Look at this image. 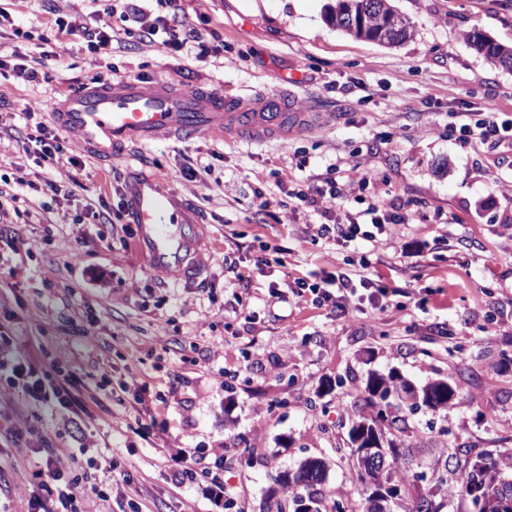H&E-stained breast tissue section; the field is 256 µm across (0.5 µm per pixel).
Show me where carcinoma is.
Here are the masks:
<instances>
[{"mask_svg":"<svg viewBox=\"0 0 512 512\" xmlns=\"http://www.w3.org/2000/svg\"><path fill=\"white\" fill-rule=\"evenodd\" d=\"M336 27L356 37L393 45L411 36L407 18L396 11L390 0H337L331 15ZM463 38L478 53L495 64L512 67V46L493 40H479L475 28ZM405 379L397 372L372 371L364 387L363 408L349 418L348 439L336 445V456L352 461L363 485L357 501L335 500L330 512H371V503L380 492L392 498L394 512H443L448 499L458 497L469 501L472 512H512V479L504 475L501 460L484 448L459 449L442 453L434 459L429 471H413L405 466L410 437L408 416L417 411L399 396ZM432 393L429 408L448 407L457 397V390L446 379H435L422 386ZM379 437L387 457V467L375 474L365 473L355 441L361 436ZM329 463L324 459H307L297 471L300 478L277 479L281 500L277 512H321L323 492Z\"/></svg>","mask_w":512,"mask_h":512,"instance_id":"obj_1","label":"carcinoma"}]
</instances>
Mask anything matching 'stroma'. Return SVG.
Returning a JSON list of instances; mask_svg holds the SVG:
<instances>
[{
	"label": "stroma",
	"mask_w": 512,
	"mask_h": 512,
	"mask_svg": "<svg viewBox=\"0 0 512 512\" xmlns=\"http://www.w3.org/2000/svg\"><path fill=\"white\" fill-rule=\"evenodd\" d=\"M335 4L181 0L204 54L140 38L110 0H0L13 20L0 27V59L33 58L39 74L0 77V175L29 183L0 215V350L73 372L83 403L38 414L20 396L0 402V512H25L48 448L112 471L108 502L80 497L76 512H131L139 501L149 512H225L231 498L267 512L275 478L308 457L329 463L326 498H357L361 484L333 449L371 370L457 388L448 408L411 418L421 461L470 445L512 450V148L448 136L456 112L490 106L512 119V68L462 37L475 27L512 46V0H393L413 28L396 46L346 35L329 20ZM77 13L92 28L111 23L108 54L58 32L55 18ZM15 27L28 38L11 36ZM117 75L239 102L284 92L294 111L328 118L260 144L161 137L110 165L68 134L83 163L70 172L26 153L67 93ZM189 161L212 171L186 177ZM129 165L195 203L209 257L199 283H174L125 248L135 227L114 186ZM367 172L379 187L355 189L331 218L362 219L380 191L408 223L371 241L315 240L322 217L290 204L289 184ZM49 177L76 183L53 201L36 190ZM227 255L243 280L225 272ZM340 268L367 273L371 288L339 303L284 283L318 286ZM341 304L352 314L340 316ZM133 373L146 385L135 407ZM30 427L40 444L17 448L15 433Z\"/></svg>",
	"instance_id": "1"
}]
</instances>
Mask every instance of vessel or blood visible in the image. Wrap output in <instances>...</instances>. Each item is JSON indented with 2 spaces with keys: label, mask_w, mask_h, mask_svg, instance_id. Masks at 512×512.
<instances>
[{
  "label": "vessel or blood",
  "mask_w": 512,
  "mask_h": 512,
  "mask_svg": "<svg viewBox=\"0 0 512 512\" xmlns=\"http://www.w3.org/2000/svg\"><path fill=\"white\" fill-rule=\"evenodd\" d=\"M263 97L252 111L217 91H181L156 82L144 91L138 82L88 83L56 105L52 123L78 136L105 160L118 159L128 143L151 141L158 135H233L257 143L287 134L289 126L308 123L298 112L271 111ZM124 220L135 225L134 247L151 267L180 283L196 282L207 260L198 218L189 201L163 186L152 174L128 168L123 176Z\"/></svg>",
  "instance_id": "obj_1"
}]
</instances>
